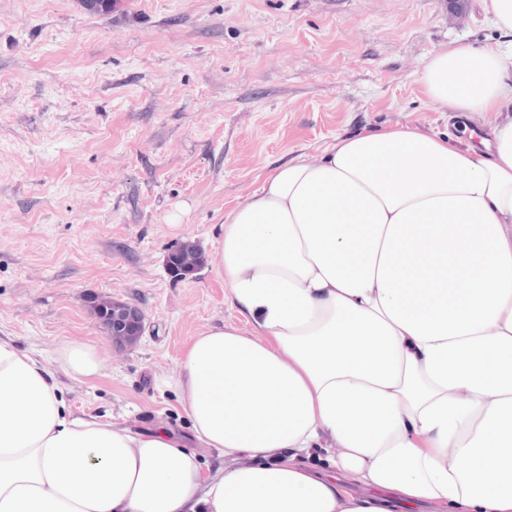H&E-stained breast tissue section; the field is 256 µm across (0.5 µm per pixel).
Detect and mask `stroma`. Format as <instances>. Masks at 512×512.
<instances>
[{
  "label": "stroma",
  "instance_id": "35a3bbf8",
  "mask_svg": "<svg viewBox=\"0 0 512 512\" xmlns=\"http://www.w3.org/2000/svg\"><path fill=\"white\" fill-rule=\"evenodd\" d=\"M450 45L512 46L483 0H0V338L34 353L75 415L166 432L211 471L156 376L207 326L245 327L218 275L217 231L277 165L336 137L409 126L460 135L421 73ZM205 263L176 281L166 257ZM96 294L136 304L144 336L118 350ZM100 372L78 382L60 346ZM58 357L68 375L74 380L90 378L99 372L95 350L86 342H65L59 349Z\"/></svg>",
  "mask_w": 512,
  "mask_h": 512
}]
</instances>
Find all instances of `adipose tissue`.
<instances>
[{"label":"adipose tissue","mask_w":512,"mask_h":512,"mask_svg":"<svg viewBox=\"0 0 512 512\" xmlns=\"http://www.w3.org/2000/svg\"><path fill=\"white\" fill-rule=\"evenodd\" d=\"M421 81L439 111L496 115L479 144L342 136L219 228L249 328L207 327L157 383L199 442L248 463L211 475L167 434L74 416L0 340V512H512V52L449 47ZM58 357L73 379L99 371L88 343ZM314 448L336 477L299 464Z\"/></svg>","instance_id":"adipose-tissue-1"}]
</instances>
